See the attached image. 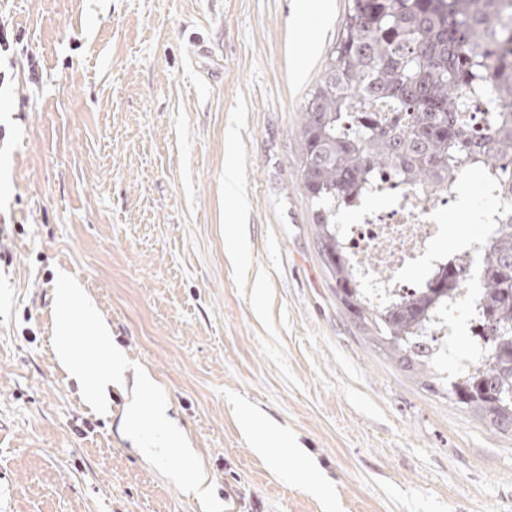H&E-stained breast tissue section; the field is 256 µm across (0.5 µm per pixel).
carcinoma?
<instances>
[{"label":"carcinoma","mask_w":512,"mask_h":512,"mask_svg":"<svg viewBox=\"0 0 512 512\" xmlns=\"http://www.w3.org/2000/svg\"><path fill=\"white\" fill-rule=\"evenodd\" d=\"M474 103L491 112L470 137ZM385 105L390 115L374 114ZM301 186L314 203L323 264L345 315L405 370L428 374L460 407L512 428V223L484 240L477 268L450 265L420 293L378 308L345 259L336 210L374 173L430 193L464 167L512 192V0H349L322 76L302 107ZM479 282L484 346L473 373L448 377L424 335L448 298Z\"/></svg>","instance_id":"carcinoma-1"}]
</instances>
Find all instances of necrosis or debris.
Wrapping results in <instances>:
<instances>
[{
    "instance_id": "1",
    "label": "necrosis or debris",
    "mask_w": 512,
    "mask_h": 512,
    "mask_svg": "<svg viewBox=\"0 0 512 512\" xmlns=\"http://www.w3.org/2000/svg\"><path fill=\"white\" fill-rule=\"evenodd\" d=\"M464 194V179H449L448 186L432 195L410 182L380 172L368 182L362 194L351 198L346 206L354 218L340 225L339 232L350 265L366 300L380 306L394 299L416 294L420 283L406 280V269L430 262L440 269L447 260L465 261L478 253L476 243H468L451 256L429 257L427 245L440 236L441 215L457 204ZM389 199L387 208L375 210L366 206L368 196ZM465 321L472 348L482 343V323L472 295L460 296L442 308L430 327L431 335L455 336L458 321Z\"/></svg>"
}]
</instances>
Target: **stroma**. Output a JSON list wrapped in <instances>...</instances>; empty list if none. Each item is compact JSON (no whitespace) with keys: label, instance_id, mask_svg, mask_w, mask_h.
I'll use <instances>...</instances> for the list:
<instances>
[{"label":"stroma","instance_id":"obj_1","mask_svg":"<svg viewBox=\"0 0 512 512\" xmlns=\"http://www.w3.org/2000/svg\"><path fill=\"white\" fill-rule=\"evenodd\" d=\"M306 4L0 0L19 36L0 57V512H202L125 436L127 390L101 415L58 363L61 270L226 512H512V431L385 359L336 300L298 136L348 0ZM481 183L430 250L484 236ZM242 403L293 452L258 457Z\"/></svg>","mask_w":512,"mask_h":512}]
</instances>
